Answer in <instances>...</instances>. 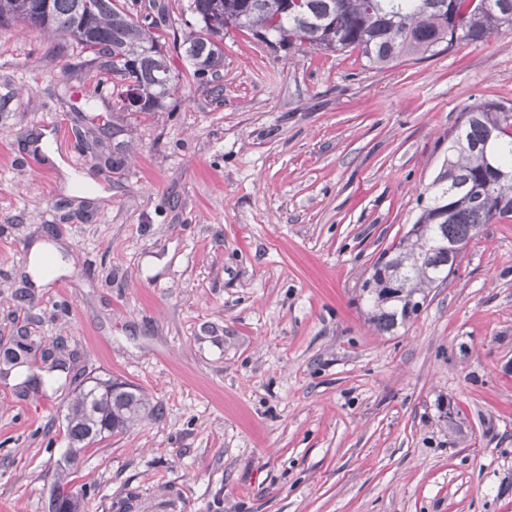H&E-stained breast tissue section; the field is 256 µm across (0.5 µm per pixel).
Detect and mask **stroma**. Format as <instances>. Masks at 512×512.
Returning <instances> with one entry per match:
<instances>
[{
  "instance_id": "35a3bbf8",
  "label": "stroma",
  "mask_w": 512,
  "mask_h": 512,
  "mask_svg": "<svg viewBox=\"0 0 512 512\" xmlns=\"http://www.w3.org/2000/svg\"><path fill=\"white\" fill-rule=\"evenodd\" d=\"M163 4L177 91L150 115L69 38L0 27V350L33 346L0 373V512L59 485L80 512H512V218L392 332L361 291L466 109L512 103V31L375 68L236 30L202 83L189 0L135 8ZM89 376L156 414L72 456Z\"/></svg>"
}]
</instances>
